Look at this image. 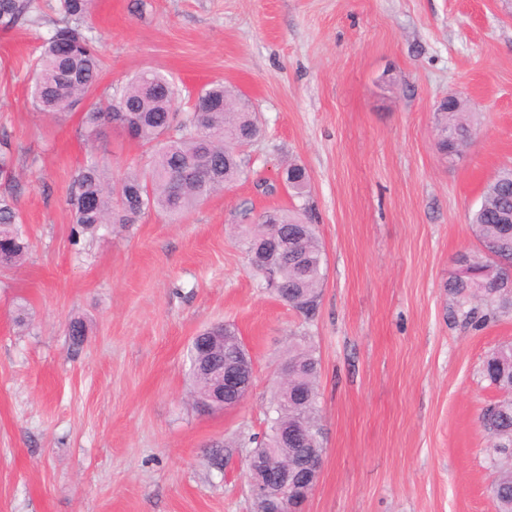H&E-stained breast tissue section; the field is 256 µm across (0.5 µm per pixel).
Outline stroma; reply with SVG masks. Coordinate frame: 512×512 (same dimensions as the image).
<instances>
[{
	"label": "stroma",
	"mask_w": 512,
	"mask_h": 512,
	"mask_svg": "<svg viewBox=\"0 0 512 512\" xmlns=\"http://www.w3.org/2000/svg\"><path fill=\"white\" fill-rule=\"evenodd\" d=\"M87 24L104 60L92 101L156 69L180 89L177 119L220 82L262 132L242 150L248 180L178 219L150 210L72 244L82 111L36 112L39 33L0 31V139L17 174L0 195L30 242L0 272V512H250L243 465L213 455L261 435L299 336L320 360L325 448L303 512H495L479 417L501 393L482 364L512 342V314L472 328L446 285L478 251L485 186L512 166V0H94ZM451 94L473 125L453 159L435 145ZM101 152L116 180L150 157L109 127ZM288 162L310 177L326 258L311 322L263 288L237 238L241 210L298 205L287 186L257 187ZM217 322L236 327L254 382L241 407L203 413L187 348Z\"/></svg>",
	"instance_id": "stroma-1"
}]
</instances>
